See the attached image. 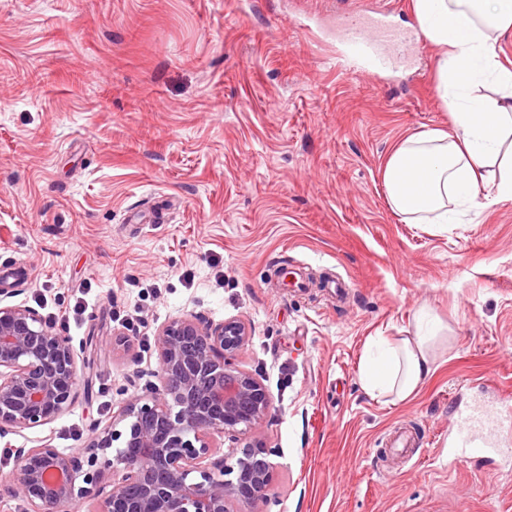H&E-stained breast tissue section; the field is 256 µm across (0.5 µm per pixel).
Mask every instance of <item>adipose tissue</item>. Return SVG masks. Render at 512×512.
<instances>
[{"label":"adipose tissue","mask_w":512,"mask_h":512,"mask_svg":"<svg viewBox=\"0 0 512 512\" xmlns=\"http://www.w3.org/2000/svg\"><path fill=\"white\" fill-rule=\"evenodd\" d=\"M424 37L442 51L438 89L455 134L428 129L397 142L382 180L392 209L413 224H456L481 191L512 200V69L496 46L512 35V0H411ZM436 328L384 336L361 358L360 386L387 403L406 400L435 369Z\"/></svg>","instance_id":"ef3b65f1"}]
</instances>
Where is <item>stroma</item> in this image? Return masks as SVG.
<instances>
[{"label":"stroma","instance_id":"stroma-1","mask_svg":"<svg viewBox=\"0 0 512 512\" xmlns=\"http://www.w3.org/2000/svg\"><path fill=\"white\" fill-rule=\"evenodd\" d=\"M374 2L0 0V288L92 382L0 449L84 451L158 385L161 326L240 319L276 466L249 512H512V467L447 457L455 394L512 397V201L447 226L391 209L394 143L454 125L411 0H390L414 36L400 61L344 65L339 10ZM423 308L448 338L437 370L380 404L364 347Z\"/></svg>","mask_w":512,"mask_h":512}]
</instances>
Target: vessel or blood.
Here are the masks:
<instances>
[{"mask_svg": "<svg viewBox=\"0 0 512 512\" xmlns=\"http://www.w3.org/2000/svg\"><path fill=\"white\" fill-rule=\"evenodd\" d=\"M387 6L374 9L372 15L351 13L340 25L341 42L353 65L379 71L390 65L383 54L385 41H392L397 51H404L409 38L396 31L389 20ZM455 432L448 451L455 458L489 457L512 461V408H495L484 402L455 403Z\"/></svg>", "mask_w": 512, "mask_h": 512, "instance_id": "vessel-or-blood-1", "label": "vessel or blood"}]
</instances>
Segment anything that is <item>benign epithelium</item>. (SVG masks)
<instances>
[{
	"instance_id": "benign-epithelium-1",
	"label": "benign epithelium",
	"mask_w": 512,
	"mask_h": 512,
	"mask_svg": "<svg viewBox=\"0 0 512 512\" xmlns=\"http://www.w3.org/2000/svg\"><path fill=\"white\" fill-rule=\"evenodd\" d=\"M248 341L242 320L187 315L164 324L156 336L160 384L150 398L128 400L82 455L47 441L13 449L18 471L7 492L27 512H73L84 503L92 512H239L254 503L274 466L255 436L271 397L236 364ZM79 381L69 338L36 309L0 299V435L59 419ZM216 435L229 441L217 459Z\"/></svg>"
}]
</instances>
